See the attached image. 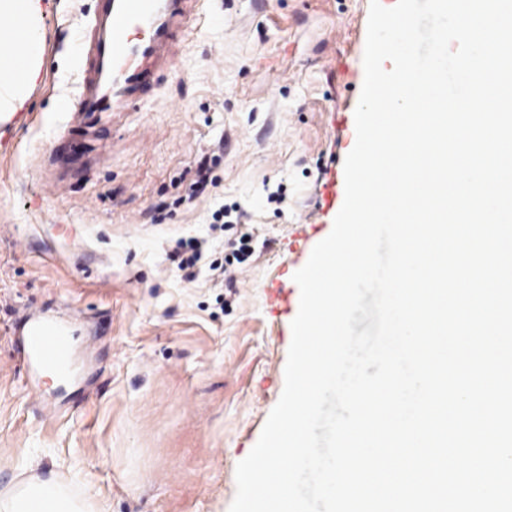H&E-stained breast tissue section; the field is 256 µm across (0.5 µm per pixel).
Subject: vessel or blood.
<instances>
[{"mask_svg":"<svg viewBox=\"0 0 512 512\" xmlns=\"http://www.w3.org/2000/svg\"><path fill=\"white\" fill-rule=\"evenodd\" d=\"M185 0H108L89 52L94 61L83 78L82 90L70 106L76 113L96 112L104 98L103 71L115 83L136 88L147 73L158 46L167 39L172 18L182 15ZM28 356L44 369L64 371L70 360L66 328L49 322L36 324L27 335Z\"/></svg>","mask_w":512,"mask_h":512,"instance_id":"1","label":"vessel or blood"}]
</instances>
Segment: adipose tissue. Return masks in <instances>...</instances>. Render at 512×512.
I'll return each mask as SVG.
<instances>
[{
	"mask_svg": "<svg viewBox=\"0 0 512 512\" xmlns=\"http://www.w3.org/2000/svg\"><path fill=\"white\" fill-rule=\"evenodd\" d=\"M41 0H0V118L22 108L41 68ZM0 512H85L60 485L32 477L0 490Z\"/></svg>",
	"mask_w": 512,
	"mask_h": 512,
	"instance_id": "1",
	"label": "adipose tissue"
}]
</instances>
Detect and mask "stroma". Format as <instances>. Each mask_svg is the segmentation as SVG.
<instances>
[{
  "mask_svg": "<svg viewBox=\"0 0 512 512\" xmlns=\"http://www.w3.org/2000/svg\"><path fill=\"white\" fill-rule=\"evenodd\" d=\"M41 5L40 76L0 124V489L34 475L89 512H229L284 387L300 290L278 273L344 202L370 0H188L143 91L81 124L59 103L102 0ZM203 156L215 182L194 195ZM232 206L237 228L211 230ZM239 231L253 254L228 278L182 280L178 240L221 261ZM39 318L70 329L56 380L26 357Z\"/></svg>",
  "mask_w": 512,
  "mask_h": 512,
  "instance_id": "stroma-1",
  "label": "stroma"
}]
</instances>
